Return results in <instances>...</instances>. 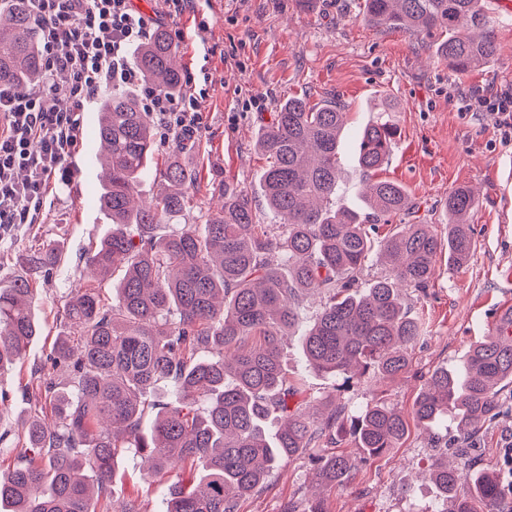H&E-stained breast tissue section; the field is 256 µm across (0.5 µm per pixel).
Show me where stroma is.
I'll list each match as a JSON object with an SVG mask.
<instances>
[{
    "label": "stroma",
    "instance_id": "obj_1",
    "mask_svg": "<svg viewBox=\"0 0 512 512\" xmlns=\"http://www.w3.org/2000/svg\"><path fill=\"white\" fill-rule=\"evenodd\" d=\"M486 7L501 51L492 63L465 75L437 60L421 36L363 22L359 0H321L311 11L303 10L299 0H196L193 10L163 22L165 30L183 34L178 46L184 73L206 77L208 88L203 126L194 135L200 143L194 157L200 183L195 208L184 223H194L199 210L214 207L218 185L229 181L249 189L261 223L275 224L262 193L267 160L255 140L278 103L291 96L344 105L347 125L336 203L348 208L360 203L362 173L353 161L357 133L377 120L373 106L380 95H390L397 104L387 118L399 136L380 176L402 184L415 209L379 223L375 241L407 223L428 224L447 236L449 191L468 185L479 196L469 218L476 244L471 260L452 268L447 254H440L428 288L403 291L423 329L409 349L406 372L344 385L311 371L302 339L321 307L317 297L306 303L299 327L282 341L284 367L308 401L336 404L350 416L371 400H384L409 420L401 444L364 460L353 438L343 436L335 449L354 457L355 467L347 483L333 487L317 482L310 454L280 460L268 482L241 501L238 512H281L287 503L301 507L312 497L323 499L326 512H440L426 470L447 450L435 447L429 432L413 421L415 398L433 370L461 363L494 328L501 309L512 304V131L499 126L496 115L464 107L455 98L460 90L474 97L491 90L512 92V0H487ZM97 119V105L89 103L83 136L67 160L71 176L56 179L36 223L14 225L0 236L1 288L14 274L19 248L55 239L66 252L63 265L34 281L41 336L23 360L0 372V392L6 396L0 426L16 431L40 409L37 394L45 379L61 382L66 377L48 366L63 328L64 297L82 281L88 253L110 230L97 204ZM502 401L500 414L474 440L472 454L476 467H497L498 508L512 512V387ZM114 485L137 499L140 512H162L156 486L142 479L140 455L130 451L120 459Z\"/></svg>",
    "mask_w": 512,
    "mask_h": 512
}]
</instances>
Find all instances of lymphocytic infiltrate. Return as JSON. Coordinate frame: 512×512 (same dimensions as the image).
Segmentation results:
<instances>
[{
    "instance_id": "obj_1",
    "label": "lymphocytic infiltrate",
    "mask_w": 512,
    "mask_h": 512,
    "mask_svg": "<svg viewBox=\"0 0 512 512\" xmlns=\"http://www.w3.org/2000/svg\"><path fill=\"white\" fill-rule=\"evenodd\" d=\"M40 21L43 74L24 91L0 87V235L32 224L57 174L83 134L87 102L103 89L137 91L144 111L167 132L190 135L202 124L206 87L188 81L179 96L149 86L131 61L148 39L153 15L132 0H29ZM68 76L65 92L53 78Z\"/></svg>"
}]
</instances>
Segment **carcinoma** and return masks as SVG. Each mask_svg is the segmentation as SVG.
<instances>
[{
  "label": "carcinoma",
  "mask_w": 512,
  "mask_h": 512,
  "mask_svg": "<svg viewBox=\"0 0 512 512\" xmlns=\"http://www.w3.org/2000/svg\"><path fill=\"white\" fill-rule=\"evenodd\" d=\"M360 11L370 25L430 38L435 55L460 75L500 53L484 0H361ZM133 64L152 87L181 91L180 50L166 30L152 34ZM41 75L39 20L27 0H6L0 85L23 91ZM345 120L337 101L293 96L260 129L255 146L268 159L264 198L281 233L259 223L244 187L225 181L217 209L159 236L157 226L190 208L199 171L186 157L194 146H172L162 172L167 187L139 202L135 189L153 161L159 124L136 94H106L96 128L98 204L112 230L87 256L92 281L70 290L63 303L68 332L56 338L50 360L71 379L61 391L45 383L53 419L31 416L21 438L0 432V455L13 456L0 472V512H110L115 466L130 448L148 452L146 481L174 474L164 512H237L239 500L262 486L282 458L334 444L347 432L370 458L401 443L407 423L382 401L366 404L347 427L334 407H304L303 391L286 377L282 339L318 295L324 305L303 339L309 369L345 383L407 371L421 324L401 290L426 288L445 247L448 266L470 261L468 217L478 201L467 185L452 189L448 239L427 224L405 225L382 245L391 274L360 285L375 222L408 213L411 201L401 184L375 178L397 135L394 124L380 120L358 135L362 210L333 205ZM63 256L52 241L17 252L19 274L0 288V369L24 358L40 336L32 280L50 274ZM117 271L122 278L107 302L102 287ZM511 384L506 313L462 363L435 370L419 392L417 421L432 431L451 419L459 433L457 465L437 458L427 473L443 512H489L498 501L496 476L472 470L466 457L469 440L495 418ZM148 408L157 412L145 431ZM314 462L327 486L345 483L353 468L350 456L336 452Z\"/></svg>",
  "instance_id": "1"
}]
</instances>
